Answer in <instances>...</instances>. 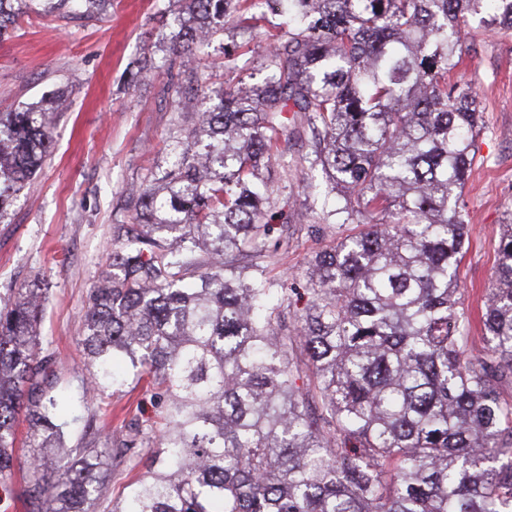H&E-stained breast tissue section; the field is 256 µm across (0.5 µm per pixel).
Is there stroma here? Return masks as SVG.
<instances>
[{"instance_id": "35a3bbf8", "label": "stroma", "mask_w": 512, "mask_h": 512, "mask_svg": "<svg viewBox=\"0 0 512 512\" xmlns=\"http://www.w3.org/2000/svg\"><path fill=\"white\" fill-rule=\"evenodd\" d=\"M181 9L180 0H112L102 19L32 13L0 40V107L20 111L45 103L52 132L33 187L0 215V306L21 289L46 285L41 353L51 359L52 384L75 394L89 377L83 320L112 252V227L128 221L129 194L168 167L174 139L198 123L195 109L172 112L167 89L173 19ZM489 18L485 10L469 15L453 77L477 93L483 122L463 193L470 236L457 293L474 320L486 302L503 226L512 218V30L487 29ZM274 181L287 187L288 205L301 217L271 252L270 267L301 293L308 259L334 232L313 230L301 173L278 172ZM89 408L94 423L70 426L71 446L86 447L96 432L120 445L132 437L131 419L155 420L161 413L143 383L91 398Z\"/></svg>"}]
</instances>
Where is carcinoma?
I'll return each instance as SVG.
<instances>
[{"instance_id": "obj_1", "label": "carcinoma", "mask_w": 512, "mask_h": 512, "mask_svg": "<svg viewBox=\"0 0 512 512\" xmlns=\"http://www.w3.org/2000/svg\"><path fill=\"white\" fill-rule=\"evenodd\" d=\"M0 0V36L32 0ZM103 0L72 4L86 19ZM483 0H183L169 65L172 109L200 99L199 132L131 199L89 294L88 393L162 391V426L112 512H512V224L481 315L483 354L456 300L469 239L460 194L480 129L476 95L449 84ZM248 35L224 67L257 83L209 87L198 50L227 22ZM307 153L293 156L288 144ZM52 143L49 113H0V173L29 188ZM316 170L339 202L310 212L358 231L315 253L297 308L267 259L277 208L267 173ZM37 284L0 309V501L13 498L19 418L34 433L25 512H96L112 449L65 447L70 398L40 356ZM307 379L300 389L296 379Z\"/></svg>"}]
</instances>
